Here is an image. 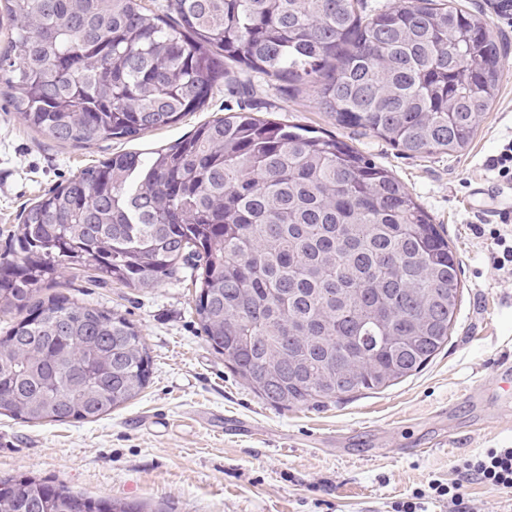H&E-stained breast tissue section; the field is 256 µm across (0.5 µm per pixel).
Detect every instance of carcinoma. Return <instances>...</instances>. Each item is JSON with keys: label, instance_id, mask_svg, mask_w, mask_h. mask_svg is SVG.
Segmentation results:
<instances>
[{"label": "carcinoma", "instance_id": "cac0c4a2", "mask_svg": "<svg viewBox=\"0 0 512 512\" xmlns=\"http://www.w3.org/2000/svg\"><path fill=\"white\" fill-rule=\"evenodd\" d=\"M0 0V86L31 130L134 141L208 103L228 64L312 91L343 129L409 155L458 153L507 56L452 0ZM191 268L210 348L277 407L396 385L448 344L460 263L385 167L335 135L227 112L150 159L116 152L40 196L0 257V412L99 419L134 399L151 356L124 315L64 294L61 270L150 288ZM0 512H165L33 477Z\"/></svg>", "mask_w": 512, "mask_h": 512}]
</instances>
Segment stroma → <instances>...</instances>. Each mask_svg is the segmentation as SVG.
<instances>
[{
  "mask_svg": "<svg viewBox=\"0 0 512 512\" xmlns=\"http://www.w3.org/2000/svg\"><path fill=\"white\" fill-rule=\"evenodd\" d=\"M508 55L501 89L472 144L411 156L343 129L312 92L236 71L207 108L132 142L62 145L22 124L0 91V254L27 204L118 151L168 146L225 109L341 137L391 170L440 224L460 261L462 300L445 346L420 372L345 401L279 408L233 375L192 312L189 273L127 288L63 273L60 293L123 314L152 356L141 394L94 421L0 416V479L29 475L91 497L166 512H393L485 448L512 447V271L496 269L478 224L512 228V183L490 160L512 140V20L491 18Z\"/></svg>",
  "mask_w": 512,
  "mask_h": 512,
  "instance_id": "stroma-1",
  "label": "stroma"
}]
</instances>
